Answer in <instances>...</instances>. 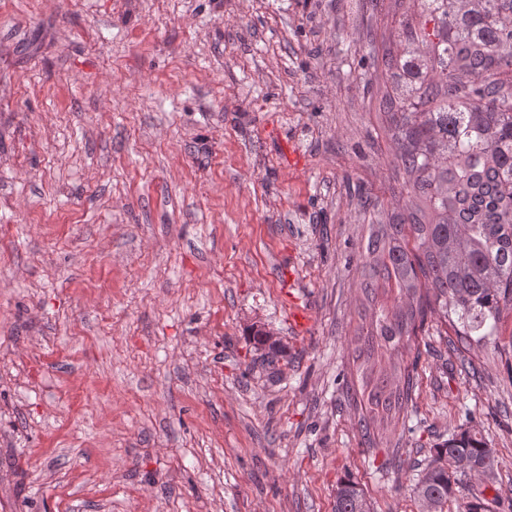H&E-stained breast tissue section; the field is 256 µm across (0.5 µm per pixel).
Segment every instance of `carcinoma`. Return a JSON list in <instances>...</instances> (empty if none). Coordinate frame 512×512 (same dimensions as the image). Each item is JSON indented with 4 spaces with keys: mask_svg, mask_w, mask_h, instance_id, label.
<instances>
[{
    "mask_svg": "<svg viewBox=\"0 0 512 512\" xmlns=\"http://www.w3.org/2000/svg\"><path fill=\"white\" fill-rule=\"evenodd\" d=\"M419 23L399 20L400 48L383 47L379 111L404 173L408 205L370 225L362 266L367 298L380 301L356 359H364L363 438L370 421L400 420L411 400L410 346L432 305L461 345L489 341L512 310V0H412ZM493 449L468 429L433 448L412 492L422 512H444L459 477H492ZM335 512H370L344 479Z\"/></svg>",
    "mask_w": 512,
    "mask_h": 512,
    "instance_id": "obj_1",
    "label": "carcinoma"
}]
</instances>
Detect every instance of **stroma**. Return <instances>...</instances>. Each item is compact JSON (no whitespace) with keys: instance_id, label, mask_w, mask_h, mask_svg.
Masks as SVG:
<instances>
[{"instance_id":"obj_1","label":"stroma","mask_w":512,"mask_h":512,"mask_svg":"<svg viewBox=\"0 0 512 512\" xmlns=\"http://www.w3.org/2000/svg\"><path fill=\"white\" fill-rule=\"evenodd\" d=\"M397 35L386 0H0V512H334L346 478L419 512L461 426L498 465L445 512H512L511 311L467 348L428 314L375 447L347 393Z\"/></svg>"}]
</instances>
